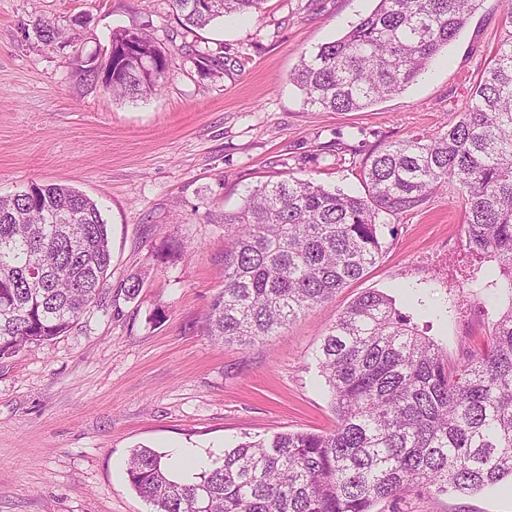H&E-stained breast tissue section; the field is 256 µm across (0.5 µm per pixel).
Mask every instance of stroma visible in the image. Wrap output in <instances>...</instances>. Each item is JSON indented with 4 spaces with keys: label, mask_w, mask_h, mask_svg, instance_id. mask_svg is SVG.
Wrapping results in <instances>:
<instances>
[{
    "label": "stroma",
    "mask_w": 512,
    "mask_h": 512,
    "mask_svg": "<svg viewBox=\"0 0 512 512\" xmlns=\"http://www.w3.org/2000/svg\"><path fill=\"white\" fill-rule=\"evenodd\" d=\"M374 0H264L260 13L188 30L170 0H0V196L71 185L108 226L112 275L64 336L0 359V512H152L125 463L142 446L222 459L248 439L334 428L315 358L330 321L379 292L452 365L480 349L508 301L461 281L464 201L453 188L381 215L382 252L364 275L277 336L215 344L205 319L223 287V213L258 182L309 179L363 196L367 158L455 123L505 26L481 0L457 37L401 92L352 112L307 105L291 75ZM61 33L37 36V20ZM119 29H143L168 58L153 94L115 98L73 56L100 59ZM224 59L204 69L205 56ZM133 300L118 288L133 276ZM374 512H512V481L412 494Z\"/></svg>",
    "instance_id": "obj_1"
}]
</instances>
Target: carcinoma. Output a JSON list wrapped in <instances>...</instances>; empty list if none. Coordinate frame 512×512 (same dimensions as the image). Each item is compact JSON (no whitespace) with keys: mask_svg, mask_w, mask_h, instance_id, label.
I'll return each mask as SVG.
<instances>
[{"mask_svg":"<svg viewBox=\"0 0 512 512\" xmlns=\"http://www.w3.org/2000/svg\"><path fill=\"white\" fill-rule=\"evenodd\" d=\"M263 0H172L181 25L257 13ZM481 0H378L341 38L302 60L293 81L321 110L365 109L414 82ZM510 30L459 120L371 155L365 197L297 178L255 186L224 213V288L208 313L221 344L276 335L360 278L381 253L382 213L407 211L453 185L465 202L471 280L512 286V0ZM145 58L142 70L133 59ZM112 94L138 97L166 79L143 31L113 32ZM97 203L57 184L0 197V358L65 335L110 275ZM336 426L246 441L197 480L174 479L140 447L129 483L155 512H372L414 492L468 495L512 479V306L482 349L456 368L392 299L367 292L330 324L316 355Z\"/></svg>","mask_w":512,"mask_h":512,"instance_id":"cac0c4a2","label":"carcinoma"}]
</instances>
